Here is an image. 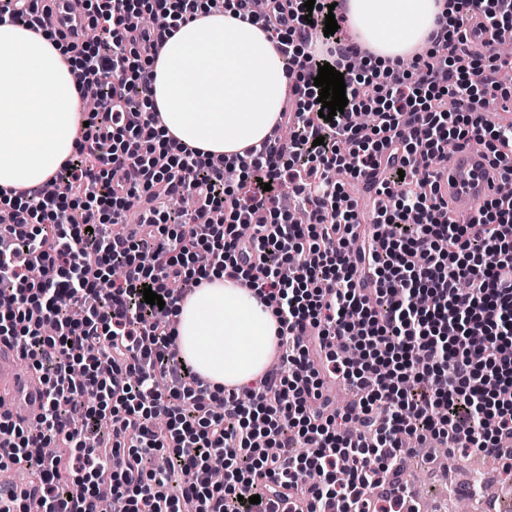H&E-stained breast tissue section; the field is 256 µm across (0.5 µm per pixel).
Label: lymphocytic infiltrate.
Wrapping results in <instances>:
<instances>
[{
    "label": "lymphocytic infiltrate",
    "mask_w": 512,
    "mask_h": 512,
    "mask_svg": "<svg viewBox=\"0 0 512 512\" xmlns=\"http://www.w3.org/2000/svg\"><path fill=\"white\" fill-rule=\"evenodd\" d=\"M304 2L84 0L95 40L77 71L91 86L106 74L113 83L51 178L71 198L25 189L0 207L14 220L0 247V342L46 389L38 430L0 417V466L28 472L26 485L0 486V512H98L85 479L106 458L117 512H272L281 498L294 512H387L405 490L378 489L411 438L512 469V198H487L459 222L437 179L408 192L401 183L450 145L481 147L512 181V120L483 115L489 92L512 113L499 80L512 57L493 50L512 31V0H454L412 67L382 69L341 33L324 36L333 0ZM218 4L259 25L296 75L277 123L290 144L233 161L158 141L146 109L159 48L178 21ZM151 12L166 25L143 24ZM316 32L325 54L302 53ZM324 63L343 73L348 99L330 121L314 84ZM452 95L471 115L449 111ZM364 108L372 126L354 120ZM359 185L391 200L368 231ZM288 191L306 223L283 204ZM184 194L195 206L173 234L170 200ZM213 270L258 290L279 324L281 369L257 387L213 390L184 367L174 324L155 322L182 299L172 284L200 286ZM147 288L163 306L144 301ZM331 379L355 390L352 404H333ZM103 419L111 447H83ZM52 442L64 452L45 454ZM159 453L166 468L146 467Z\"/></svg>",
    "instance_id": "obj_1"
}]
</instances>
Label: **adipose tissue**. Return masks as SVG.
I'll list each match as a JSON object with an SVG mask.
<instances>
[{"label":"adipose tissue","mask_w":512,"mask_h":512,"mask_svg":"<svg viewBox=\"0 0 512 512\" xmlns=\"http://www.w3.org/2000/svg\"><path fill=\"white\" fill-rule=\"evenodd\" d=\"M354 41L388 65L428 43L444 0H345ZM64 46L22 24L0 23V192L46 182L74 154L81 96ZM151 101L162 139L232 157L270 134L290 79L267 34L232 12L180 23L153 64ZM176 344L211 385L260 379L278 324L257 291L212 275L178 304Z\"/></svg>","instance_id":"ef3b65f1"}]
</instances>
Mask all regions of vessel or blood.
I'll list each match as a JSON object with an SVG mask.
<instances>
[{
  "mask_svg": "<svg viewBox=\"0 0 512 512\" xmlns=\"http://www.w3.org/2000/svg\"><path fill=\"white\" fill-rule=\"evenodd\" d=\"M501 181L496 170L485 158L471 152H458L441 171V193L460 212H473L475 206L488 195H497ZM16 351L0 343V386H6L5 402L8 417L19 424L37 420L46 400L45 388L35 372L19 371L15 366Z\"/></svg>",
  "mask_w": 512,
  "mask_h": 512,
  "instance_id": "1",
  "label": "vessel or blood"
}]
</instances>
